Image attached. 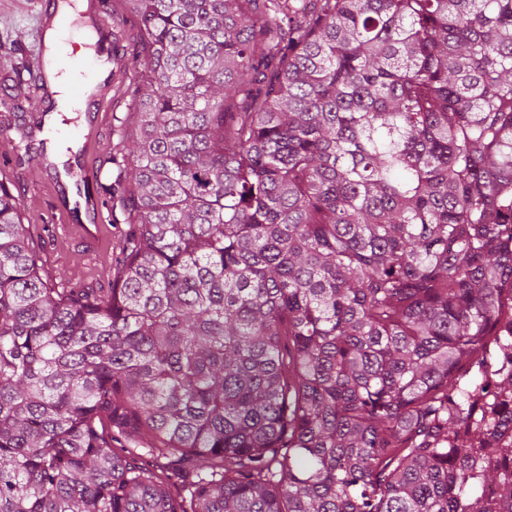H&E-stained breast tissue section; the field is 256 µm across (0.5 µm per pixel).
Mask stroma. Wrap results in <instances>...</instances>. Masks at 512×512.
<instances>
[{"label":"stroma","instance_id":"stroma-1","mask_svg":"<svg viewBox=\"0 0 512 512\" xmlns=\"http://www.w3.org/2000/svg\"><path fill=\"white\" fill-rule=\"evenodd\" d=\"M39 18V0H0V171L12 180V192L20 200L25 223L32 226L33 249L45 274L68 287L107 288L112 284V260L126 229L120 207L104 204L97 237L87 240L80 225L64 222L56 213L49 177L20 162L39 118V102L30 97L27 86L30 59L38 50ZM136 83V74L130 71L118 87L103 92L101 122L86 139L73 137L80 113L60 116L66 135L62 147L89 151L95 187L116 176L108 159L116 148V130Z\"/></svg>","mask_w":512,"mask_h":512}]
</instances>
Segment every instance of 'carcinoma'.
Instances as JSON below:
<instances>
[{
    "label": "carcinoma",
    "mask_w": 512,
    "mask_h": 512,
    "mask_svg": "<svg viewBox=\"0 0 512 512\" xmlns=\"http://www.w3.org/2000/svg\"><path fill=\"white\" fill-rule=\"evenodd\" d=\"M119 2L112 287L0 173V512H512V0ZM112 1L113 0L107 1L103 7L98 6L99 13L101 18L112 27V31H114L119 38L124 49L126 62H130L131 58L135 55L139 47L140 40L138 35V28L133 20L127 21L124 26L119 25L116 22V17L114 16V21H112Z\"/></svg>",
    "instance_id": "cac0c4a2"
}]
</instances>
